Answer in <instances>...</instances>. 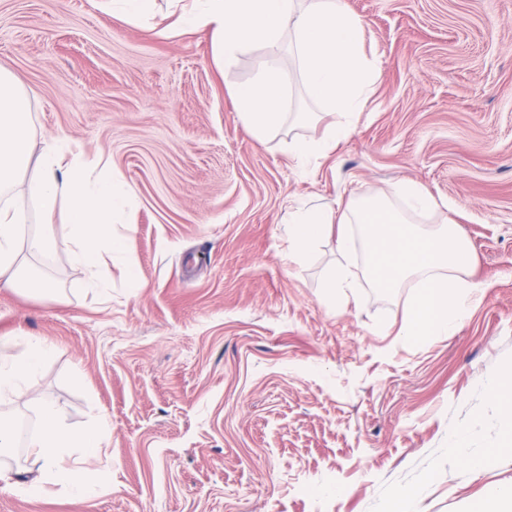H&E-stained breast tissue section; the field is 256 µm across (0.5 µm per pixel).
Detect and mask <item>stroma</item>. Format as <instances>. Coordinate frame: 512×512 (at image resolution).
<instances>
[{
  "mask_svg": "<svg viewBox=\"0 0 512 512\" xmlns=\"http://www.w3.org/2000/svg\"><path fill=\"white\" fill-rule=\"evenodd\" d=\"M378 78L352 134L323 157L293 141L332 121L310 100L292 47L276 58L291 112L265 140L232 89L269 60L255 45L224 68L202 34L163 37L94 0H0V66L30 100L37 142L104 154L133 189L129 258L108 262L100 298L56 222V256L24 252L52 297L0 289V338L34 336L55 354L0 417L41 429L107 417L96 496L0 491V512H465L512 485V438L489 387L512 365V0H346ZM407 181L437 200L423 231L455 223L480 289L452 335L421 345L400 330L413 288L379 293L361 231L346 251L320 240L288 260L285 221ZM139 271L130 285L125 263ZM350 265L337 305L330 282ZM471 469L448 450L459 434Z\"/></svg>",
  "mask_w": 512,
  "mask_h": 512,
  "instance_id": "35a3bbf8",
  "label": "stroma"
}]
</instances>
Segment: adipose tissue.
<instances>
[{"label":"adipose tissue","mask_w":512,"mask_h":512,"mask_svg":"<svg viewBox=\"0 0 512 512\" xmlns=\"http://www.w3.org/2000/svg\"><path fill=\"white\" fill-rule=\"evenodd\" d=\"M170 3L174 21L171 27L162 28V35L174 28L206 33L213 60L220 67L255 42L274 51L283 43L294 44L308 96L336 117L321 139L293 142L290 150L295 157L303 160L328 154L350 136L377 71L362 51V21L349 11L346 0ZM231 95L240 120L256 139H265L286 117L288 90L278 64H267L253 81L234 87ZM130 196V188L114 176L109 161L88 160L69 138L46 140L41 152H34L29 99L13 73L0 66V288L24 292L31 281L18 260L26 203H33L41 218V229L30 240L31 249L54 254L53 218L58 209H65L74 245L66 259L95 274L105 255L127 253L125 239L113 236L112 226L124 214ZM54 352L52 345L35 338L29 339L24 356L0 351V399L24 397L27 380ZM40 418L41 431L27 441L38 475L29 481L5 483V490L31 497L55 488L79 497L96 494L84 469L71 459L76 454L82 460L100 456L108 420L73 431L49 402L42 405Z\"/></svg>","instance_id":"obj_1"}]
</instances>
